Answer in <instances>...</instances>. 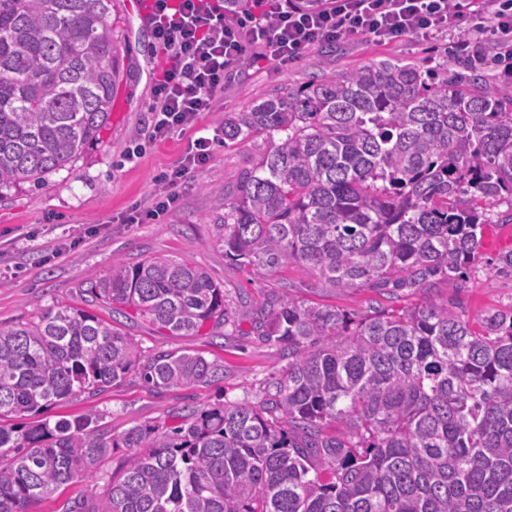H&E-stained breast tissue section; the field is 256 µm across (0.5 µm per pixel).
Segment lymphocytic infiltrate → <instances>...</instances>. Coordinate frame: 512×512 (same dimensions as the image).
Instances as JSON below:
<instances>
[{
  "label": "lymphocytic infiltrate",
  "instance_id": "obj_1",
  "mask_svg": "<svg viewBox=\"0 0 512 512\" xmlns=\"http://www.w3.org/2000/svg\"><path fill=\"white\" fill-rule=\"evenodd\" d=\"M146 20L166 54L167 63L156 81L149 141L167 139L192 124L200 113L212 111L227 77L246 59L247 49L258 46L261 60L285 67L312 47L362 36L378 43L407 37L426 38L454 33L476 24L512 40V0H331L319 12L273 9L259 0L258 13L230 21L219 0H151ZM213 138L195 139L190 153L164 175L166 191L147 209H134L127 221L141 224L169 212L178 200V182L207 164Z\"/></svg>",
  "mask_w": 512,
  "mask_h": 512
}]
</instances>
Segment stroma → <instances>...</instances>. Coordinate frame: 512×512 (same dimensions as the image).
<instances>
[{"instance_id": "stroma-1", "label": "stroma", "mask_w": 512, "mask_h": 512, "mask_svg": "<svg viewBox=\"0 0 512 512\" xmlns=\"http://www.w3.org/2000/svg\"><path fill=\"white\" fill-rule=\"evenodd\" d=\"M114 33L130 56L131 73L121 84L101 145L87 149L66 168L47 174L43 184L22 183L0 191V323L29 321L46 308L64 303L115 322L139 352L188 350L224 367L221 380L154 391L134 374L96 397L81 395L51 409L53 419L99 414L113 433L146 422L172 424L183 407L203 408L220 401L260 400L266 381L285 364L280 350L260 334L259 309L269 297L287 295L365 314L375 294L365 289L334 294L305 267L292 264L262 277L224 256V191L235 186L241 171L265 150L263 138L216 143L204 170L177 186L176 209L158 224H130L133 207L146 206L171 170L192 147L198 131L224 133V115L244 112L257 101L310 83L325 71L342 72L382 59H404L442 71L462 70L464 44L494 53L496 36L467 30L426 39L406 38L379 44L350 37L334 46L318 45L283 69L245 62L224 84L214 111L202 114L185 130L164 142L146 145L134 161L125 149L144 133L149 106L162 65V53L149 30L124 4H117ZM166 257L202 268L224 289L233 331L207 324L192 336H172L134 316H114L106 304L89 302L87 283L99 279L113 262ZM461 295L469 316L512 304V277L486 269L471 273L464 292L453 284L437 288L438 298Z\"/></svg>"}]
</instances>
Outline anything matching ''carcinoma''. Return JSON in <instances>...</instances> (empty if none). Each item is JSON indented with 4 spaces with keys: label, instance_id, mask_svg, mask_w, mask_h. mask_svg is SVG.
I'll use <instances>...</instances> for the list:
<instances>
[{
    "label": "carcinoma",
    "instance_id": "cac0c4a2",
    "mask_svg": "<svg viewBox=\"0 0 512 512\" xmlns=\"http://www.w3.org/2000/svg\"><path fill=\"white\" fill-rule=\"evenodd\" d=\"M114 0H0V190L40 184L102 143L128 74ZM224 0V13L255 12ZM482 50L468 73L383 59L324 73L247 112L224 140L267 149L224 198V256L257 275L307 267L333 292L384 299L359 320L334 305L270 299L262 335L288 363L256 403L185 408L173 427L114 434L99 415L25 425L135 373L167 390L223 377L173 350L150 355L112 324L58 303L0 326V512H32L90 482L62 512H512V305L474 328L463 301L483 226L512 224V69L496 88ZM504 212H493L499 206ZM512 273V250L489 261ZM86 294L171 336L230 322L224 288L186 261L116 262ZM343 427L340 435L327 425ZM115 448L119 473L97 475ZM88 483L84 481H75L63 486L55 494L39 501L34 512H60V506L66 500H81L87 494Z\"/></svg>",
    "mask_w": 512,
    "mask_h": 512
}]
</instances>
